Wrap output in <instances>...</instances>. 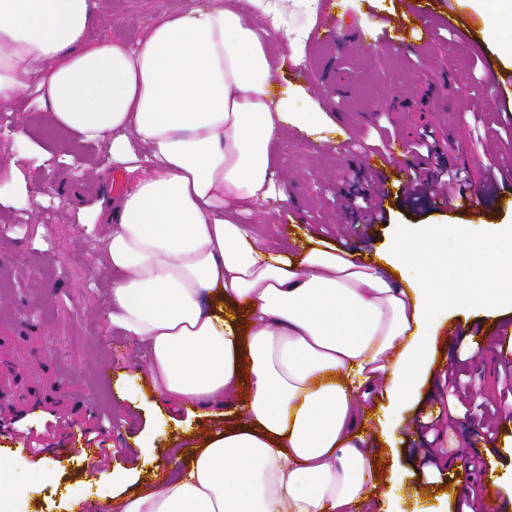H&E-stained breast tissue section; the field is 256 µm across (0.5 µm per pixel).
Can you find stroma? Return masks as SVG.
Wrapping results in <instances>:
<instances>
[{
    "instance_id": "stroma-1",
    "label": "stroma",
    "mask_w": 512,
    "mask_h": 512,
    "mask_svg": "<svg viewBox=\"0 0 512 512\" xmlns=\"http://www.w3.org/2000/svg\"><path fill=\"white\" fill-rule=\"evenodd\" d=\"M97 2L98 35L135 42L161 14L181 11L188 0ZM318 2L319 13L341 20L344 35L337 41L317 38L303 0H287L281 20L292 36L278 47L288 66L276 77V93L314 88L312 101L299 107L325 112L334 129L317 143L291 127L272 143L270 155L289 201H267L239 214V222H272L279 245H289L293 228L301 227L346 247L356 240L357 226L344 207L346 198L381 181L390 192L383 202L385 221L358 240L370 256L382 254L402 224L464 223L482 236L494 225L512 223V178L497 180L499 207L412 208L401 192L409 170L394 162L378 175L362 162L389 138L410 146L428 129L448 166L470 185L512 167V0H422L434 17L450 22L425 47L412 33L416 18L403 0ZM376 14L401 28L402 44L389 47L367 36ZM0 123L23 126L35 146L29 152L11 136L0 138V169L18 160L30 199L20 206L9 187L0 188V373L17 409L40 400L43 421L80 419L89 431L106 433L114 450L109 462L91 466L72 447L46 449L54 478L29 483L12 507L77 512V499L93 501L116 490V475L134 465L140 445L164 461L180 436L179 423L192 424L200 437L212 422L141 389L136 375L145 349L106 318L111 280L99 267L106 227L96 211L128 189L130 176L113 169L105 147L50 130L34 97L0 105ZM341 140L347 144L342 153L336 150ZM77 163L87 172L80 183L69 178ZM509 324L512 318L491 309L467 317L452 312L442 320L435 336L439 356L422 380L420 398L407 405L392 434L393 448L380 455L403 483L374 492L368 512H457L458 488L482 483L488 468L503 485L512 484V385L494 355L497 333ZM477 327L485 336L480 349L468 340ZM452 329L458 332L453 340ZM104 361L123 376V391L97 380L95 369ZM454 364L463 365L470 382L467 409L444 385L443 375ZM419 417L432 421L435 431L419 433ZM432 448L433 467L424 462Z\"/></svg>"
}]
</instances>
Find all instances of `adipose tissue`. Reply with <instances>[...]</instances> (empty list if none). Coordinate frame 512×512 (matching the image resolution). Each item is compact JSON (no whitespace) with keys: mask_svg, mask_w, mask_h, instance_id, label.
<instances>
[{"mask_svg":"<svg viewBox=\"0 0 512 512\" xmlns=\"http://www.w3.org/2000/svg\"><path fill=\"white\" fill-rule=\"evenodd\" d=\"M241 0H190L136 44L97 38L96 0H0V103L35 96L82 143L106 142L137 179L102 210L107 316L148 352L155 393L222 417L157 464L118 512H364L369 453L417 395L445 309H512V225L477 238L406 224L385 257L333 246L274 251L240 207L273 198L269 147L321 112L277 96L279 28ZM146 145L145 158L135 148ZM383 380L387 406L360 408Z\"/></svg>","mask_w":512,"mask_h":512,"instance_id":"ef3b65f1","label":"adipose tissue"}]
</instances>
